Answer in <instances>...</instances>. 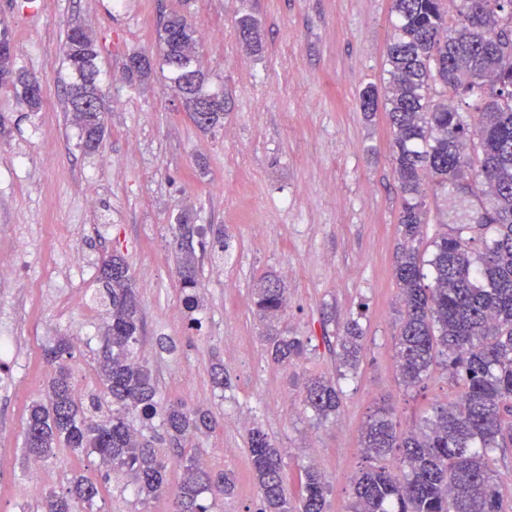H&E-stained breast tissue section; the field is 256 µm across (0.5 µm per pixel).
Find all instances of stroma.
Segmentation results:
<instances>
[{
	"label": "stroma",
	"mask_w": 512,
	"mask_h": 512,
	"mask_svg": "<svg viewBox=\"0 0 512 512\" xmlns=\"http://www.w3.org/2000/svg\"><path fill=\"white\" fill-rule=\"evenodd\" d=\"M391 0H0L5 33L19 66L43 88L39 112L27 114L16 90L0 84V264L20 263V280L0 288V332L19 349L0 366V512H32L74 469L100 484L113 512H169L183 477L170 464L166 495L137 505L105 481L97 457L60 452L41 463L39 488L29 483L23 451L27 409L46 389L43 347L54 336L79 337L70 362L81 398L100 393L95 369L101 310L88 296L99 287L102 256L122 255L143 317L138 349L164 401L209 411L216 420L201 436L208 465L236 478L232 496L213 512H257L247 438L261 428L280 448L289 485L312 466L326 478V512H348L352 480L367 461L361 428L387 408L399 430L419 426L435 406L455 402L459 388L434 373L426 389L403 386L395 336L400 294L396 261L406 240L398 222L401 198L384 110L364 112L360 95L384 86L385 51L394 16ZM186 16L201 67L224 88V118L203 131L161 73L129 85L124 64L155 55L163 19ZM259 23L261 52L247 49L237 20ZM81 27L98 49L100 85L112 104L107 130L90 154L78 146L68 112L62 46ZM433 221L424 241L477 225L481 211L470 189L426 183ZM224 254L198 256V307L188 311L176 272L179 220ZM265 225L256 234V225ZM28 233L24 256L15 232ZM84 266L69 271L70 254ZM286 289L274 322L262 319L253 289L265 272ZM74 290L81 307L65 306ZM201 318L204 339L189 337V317ZM364 331L357 369L340 361L351 322ZM307 343L293 366L265 351L268 327ZM171 338L175 353L158 348ZM236 341L234 349L225 338ZM222 363L225 388L214 387ZM325 376L342 388L336 416L317 420L302 402L305 378Z\"/></svg>",
	"instance_id": "obj_1"
}]
</instances>
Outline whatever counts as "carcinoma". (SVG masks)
Here are the masks:
<instances>
[{
  "instance_id": "1",
  "label": "carcinoma",
  "mask_w": 512,
  "mask_h": 512,
  "mask_svg": "<svg viewBox=\"0 0 512 512\" xmlns=\"http://www.w3.org/2000/svg\"><path fill=\"white\" fill-rule=\"evenodd\" d=\"M393 34L386 50L384 109L393 137V158L402 203L399 224L409 241L429 223L423 178L437 184L470 179L481 186L485 213L479 238L464 225L430 243L429 256L404 247L395 277L401 294L395 347L406 387H419L436 367L461 386L459 399L440 406L412 430H396L380 408L362 432L371 458L382 461L361 470L354 481L350 512H503V500L487 458L512 443V0H392ZM63 61L72 75L67 100L81 147L97 148L106 131L108 107L99 86L98 54L92 38L70 30ZM161 71L177 86L195 125L215 127L224 117V88L208 84L193 51V30L170 17L160 34L156 64L129 75V82ZM0 72L30 112L39 110L38 79L16 67L14 56L0 57ZM453 93L458 100L448 97ZM209 100L207 124L197 106ZM379 93L360 96L365 112L378 109ZM194 230L186 227L176 255L188 310L197 308ZM106 292L102 350L98 358L102 395L85 403L76 395L68 361L74 339L61 335L45 348L53 367L44 397L33 402L24 422V445L37 461L55 449L96 456L105 480L133 486L134 501L157 498L167 485L170 459L154 443L171 448L183 469L170 512H211L229 495L234 479L222 469L201 465L203 449L192 439L211 432L208 412L157 398L149 368L136 358L141 310L126 261H101ZM285 289L270 275L260 278L255 306L274 315ZM363 333L352 323L342 337V362L357 368ZM267 351L278 365L303 356L305 342L278 334L267 337ZM304 404L320 419L339 410L336 381L312 378L302 389ZM249 452L261 493L258 512H325L326 483L313 467L304 469L297 491L288 488L281 452L259 428L249 434ZM97 483L81 474L43 497L44 512H93Z\"/></svg>"
}]
</instances>
